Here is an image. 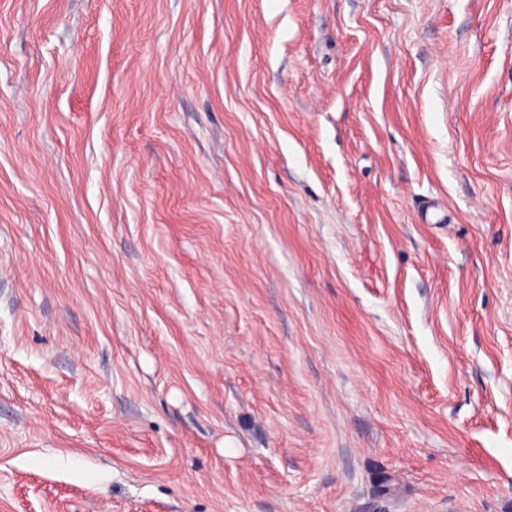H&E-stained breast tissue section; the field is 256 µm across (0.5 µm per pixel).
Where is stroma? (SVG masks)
I'll use <instances>...</instances> for the list:
<instances>
[{
  "label": "stroma",
  "instance_id": "stroma-1",
  "mask_svg": "<svg viewBox=\"0 0 512 512\" xmlns=\"http://www.w3.org/2000/svg\"><path fill=\"white\" fill-rule=\"evenodd\" d=\"M0 512H512V0H0Z\"/></svg>",
  "mask_w": 512,
  "mask_h": 512
}]
</instances>
